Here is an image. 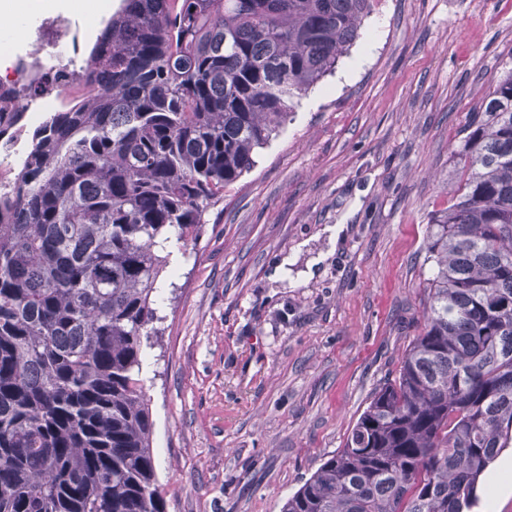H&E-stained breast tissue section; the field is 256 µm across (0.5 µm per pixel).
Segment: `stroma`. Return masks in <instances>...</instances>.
Returning a JSON list of instances; mask_svg holds the SVG:
<instances>
[{"label": "stroma", "mask_w": 512, "mask_h": 512, "mask_svg": "<svg viewBox=\"0 0 512 512\" xmlns=\"http://www.w3.org/2000/svg\"><path fill=\"white\" fill-rule=\"evenodd\" d=\"M116 3L40 0L23 28L64 11L86 53ZM511 69L512 0H379L209 209L163 275L143 352L167 512H281L343 448L420 331L430 217L453 196L472 113ZM333 224L346 227L336 247ZM510 461L512 447L474 512H512Z\"/></svg>", "instance_id": "stroma-1"}]
</instances>
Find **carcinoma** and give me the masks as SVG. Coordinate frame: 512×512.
Returning <instances> with one entry per match:
<instances>
[{"label":"carcinoma","mask_w":512,"mask_h":512,"mask_svg":"<svg viewBox=\"0 0 512 512\" xmlns=\"http://www.w3.org/2000/svg\"><path fill=\"white\" fill-rule=\"evenodd\" d=\"M376 0H119L0 198V512H166L143 343L167 244L251 171ZM433 214L423 328L281 512H471L512 446V69Z\"/></svg>","instance_id":"obj_1"}]
</instances>
